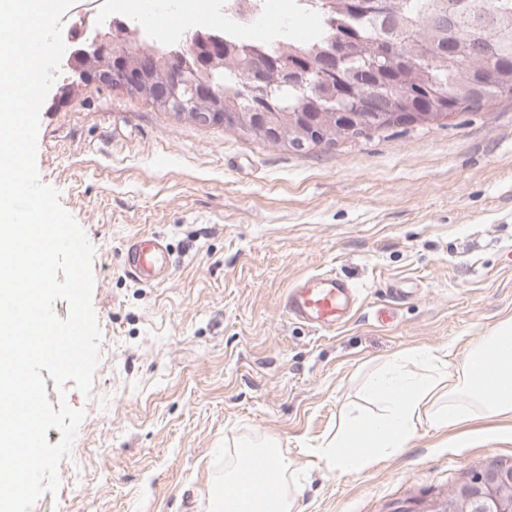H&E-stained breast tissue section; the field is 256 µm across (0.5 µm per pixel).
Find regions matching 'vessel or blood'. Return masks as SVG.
Returning a JSON list of instances; mask_svg holds the SVG:
<instances>
[{
  "instance_id": "vessel-or-blood-1",
  "label": "vessel or blood",
  "mask_w": 512,
  "mask_h": 512,
  "mask_svg": "<svg viewBox=\"0 0 512 512\" xmlns=\"http://www.w3.org/2000/svg\"><path fill=\"white\" fill-rule=\"evenodd\" d=\"M126 273L133 279L155 284L167 277V247L155 236L131 237L122 254ZM359 306L356 288L331 273L309 276L290 287L285 308L297 320L318 329H333L346 323Z\"/></svg>"
}]
</instances>
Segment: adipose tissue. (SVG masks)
<instances>
[{
  "label": "adipose tissue",
  "instance_id": "adipose-tissue-1",
  "mask_svg": "<svg viewBox=\"0 0 512 512\" xmlns=\"http://www.w3.org/2000/svg\"><path fill=\"white\" fill-rule=\"evenodd\" d=\"M512 338V322H504L481 336L465 359L450 364L452 346L413 347L384 363L367 379L368 397L378 399L383 411L367 420L342 413L323 456L338 475L363 472L375 462L397 456L411 447L420 427L450 433L482 419L504 421L502 438L512 441V365L493 361L491 352ZM270 456L279 473L290 467L276 442L245 449L224 472L223 485L209 496L210 512H223L225 503L240 506L261 496L245 468L248 460Z\"/></svg>",
  "mask_w": 512,
  "mask_h": 512
}]
</instances>
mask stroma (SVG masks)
<instances>
[{
    "label": "stroma",
    "instance_id": "35a3bbf8",
    "mask_svg": "<svg viewBox=\"0 0 512 512\" xmlns=\"http://www.w3.org/2000/svg\"><path fill=\"white\" fill-rule=\"evenodd\" d=\"M37 168L94 248L100 361L57 495L31 512H207L240 446L272 437L302 512H426L512 443L419 431L339 477L319 462L364 377L412 347L462 361L512 319V97L423 126L297 153L89 84L40 110ZM172 268L123 271L133 235ZM323 271L360 291L346 324L292 319L285 294ZM122 262L126 273L139 282L150 285L166 280L167 247L158 237L151 235L131 237L123 251Z\"/></svg>",
    "mask_w": 512,
    "mask_h": 512
}]
</instances>
